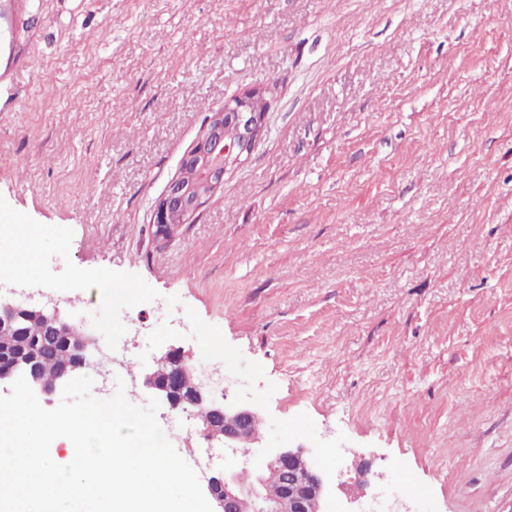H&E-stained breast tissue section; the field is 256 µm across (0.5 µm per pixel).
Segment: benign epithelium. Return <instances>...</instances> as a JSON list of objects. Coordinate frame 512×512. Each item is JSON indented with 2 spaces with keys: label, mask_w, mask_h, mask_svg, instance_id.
<instances>
[{
  "label": "benign epithelium",
  "mask_w": 512,
  "mask_h": 512,
  "mask_svg": "<svg viewBox=\"0 0 512 512\" xmlns=\"http://www.w3.org/2000/svg\"><path fill=\"white\" fill-rule=\"evenodd\" d=\"M267 93L265 86L256 85L209 113L176 174L155 201L152 223L158 232L166 234L179 224L190 223L207 200L223 190L228 169L252 154L266 132L270 106ZM21 314L43 323L51 340L64 335L68 326L56 309L0 298L1 336L17 335L16 323ZM9 349L20 351L25 358L18 361L20 367L0 371V382L13 381L20 374L32 388L50 393L81 373L80 365H65L49 373L35 364L38 355L31 353L28 344L0 342V352ZM189 370L184 353L170 349L145 374L143 385L165 400L172 410L199 407L195 417L200 434L209 442L217 441L248 456L264 440L263 433L252 427L259 413L245 405L226 403L224 396L217 395L213 382L189 375ZM369 474L367 466L358 462L347 472V479L339 483L348 492L350 502L360 498L351 486L367 488L371 483ZM275 476L282 489L280 498L266 494V484ZM207 491L214 503L213 512H324L326 487L306 447L288 446L273 449L267 468L254 482L243 484L237 472L227 469L222 480L216 476L207 478Z\"/></svg>",
  "instance_id": "1"
}]
</instances>
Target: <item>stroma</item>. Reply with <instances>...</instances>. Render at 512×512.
<instances>
[{
	"label": "stroma",
	"mask_w": 512,
	"mask_h": 512,
	"mask_svg": "<svg viewBox=\"0 0 512 512\" xmlns=\"http://www.w3.org/2000/svg\"><path fill=\"white\" fill-rule=\"evenodd\" d=\"M0 82L16 285L84 319L117 385L169 347L308 447L325 512H512V0H27ZM266 133L196 219L157 233L204 118L257 84ZM130 292L113 297L110 282ZM135 372H127L128 364ZM156 418L198 477L197 422ZM376 477L348 504L338 474ZM7 248L14 250V252L2 249L0 255L12 257L11 268L13 277L11 281L14 283L27 282L29 280L28 271L36 261L35 254L15 242H12Z\"/></svg>",
	"instance_id": "35a3bbf8"
}]
</instances>
